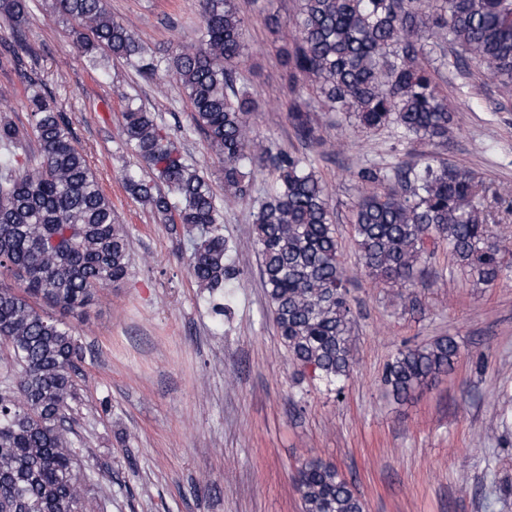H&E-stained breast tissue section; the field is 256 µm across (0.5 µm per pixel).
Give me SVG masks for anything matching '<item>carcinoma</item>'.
<instances>
[{"label":"carcinoma","mask_w":512,"mask_h":512,"mask_svg":"<svg viewBox=\"0 0 512 512\" xmlns=\"http://www.w3.org/2000/svg\"><path fill=\"white\" fill-rule=\"evenodd\" d=\"M291 20L294 48L284 59L295 98L288 120L296 136L320 141L308 99L346 112L366 131L395 125L405 137L448 140L453 121L427 44L461 49L468 61L512 92V0H298ZM77 26V47L89 66L122 60L151 80L160 68L186 95L192 125L222 160L224 197L244 200L252 183L244 167L272 175L252 212L254 244L266 297L291 359L341 390L353 364V312L340 260L335 214L326 184L303 156L272 149L253 135L259 105L238 82L244 20L236 0H203L201 44L160 60L122 23L105 0H51ZM0 16L21 25L26 0H0ZM34 50L19 32L0 68L19 67ZM32 122L0 123V341L10 350L15 388L0 391V512H85L79 486L98 467L82 456L65 427L77 392L81 345L61 320L40 313L42 301L64 313L84 311L101 288L127 276L129 239L62 114L28 81ZM125 144L146 173L128 169L126 192L163 224L199 233L188 257L197 286L218 293L237 278L208 172L187 163L155 114L123 112ZM39 157L20 154L29 140ZM375 185L357 202L353 230L360 270L387 284L413 287L429 255L444 245L460 269L492 284L512 271L495 237L487 189L471 173L435 154L412 167L359 170ZM459 353L441 337L406 347L388 364L384 385L401 401L449 371ZM296 487L302 512H364L353 487L322 461L301 468Z\"/></svg>","instance_id":"obj_1"}]
</instances>
